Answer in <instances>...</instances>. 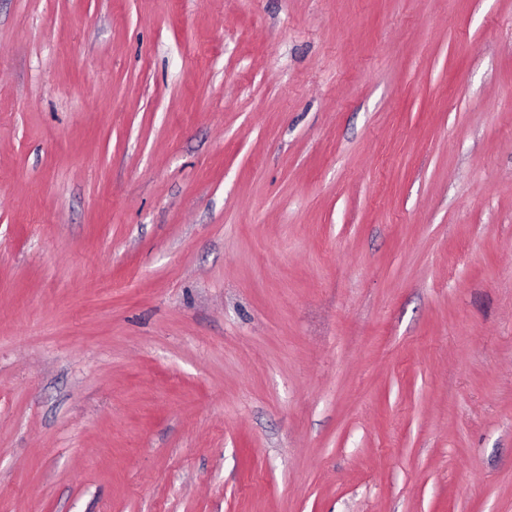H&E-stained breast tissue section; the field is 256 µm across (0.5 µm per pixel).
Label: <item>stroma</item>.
<instances>
[{"label":"stroma","mask_w":512,"mask_h":512,"mask_svg":"<svg viewBox=\"0 0 512 512\" xmlns=\"http://www.w3.org/2000/svg\"><path fill=\"white\" fill-rule=\"evenodd\" d=\"M0 512H512V0H0Z\"/></svg>","instance_id":"35a3bbf8"}]
</instances>
